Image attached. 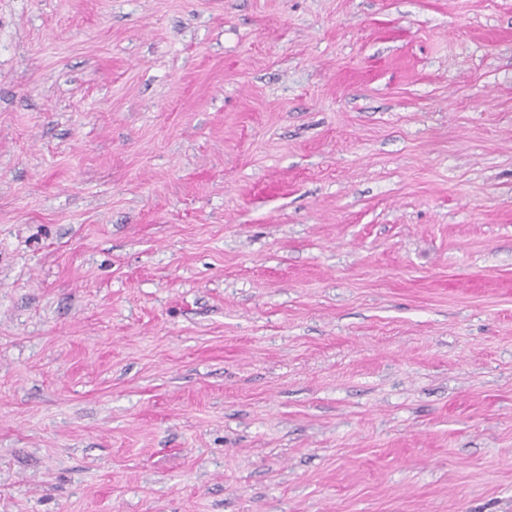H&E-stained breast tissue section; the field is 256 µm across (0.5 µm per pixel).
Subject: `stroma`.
Wrapping results in <instances>:
<instances>
[{
  "label": "stroma",
  "mask_w": 512,
  "mask_h": 512,
  "mask_svg": "<svg viewBox=\"0 0 512 512\" xmlns=\"http://www.w3.org/2000/svg\"><path fill=\"white\" fill-rule=\"evenodd\" d=\"M0 512H512V0H0Z\"/></svg>",
  "instance_id": "obj_1"
}]
</instances>
